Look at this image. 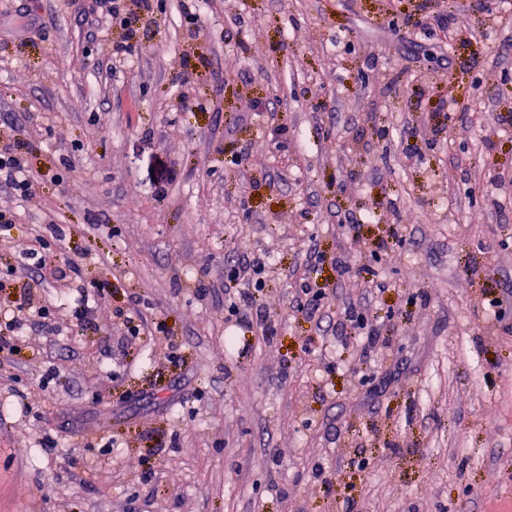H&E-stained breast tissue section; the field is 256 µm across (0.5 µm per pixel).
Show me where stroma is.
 Masks as SVG:
<instances>
[{
  "mask_svg": "<svg viewBox=\"0 0 512 512\" xmlns=\"http://www.w3.org/2000/svg\"><path fill=\"white\" fill-rule=\"evenodd\" d=\"M89 3L0 0V148L34 185L0 186V282L52 313L0 352V512H512V304L482 306L512 296V0H163L116 73ZM49 222L64 290L26 259ZM246 250L271 337L226 318ZM350 298L377 355L339 340ZM303 280L297 298L302 309L313 318L320 311L322 302L327 296L326 288L320 287L317 283H311L307 278Z\"/></svg>",
  "mask_w": 512,
  "mask_h": 512,
  "instance_id": "35a3bbf8",
  "label": "stroma"
}]
</instances>
